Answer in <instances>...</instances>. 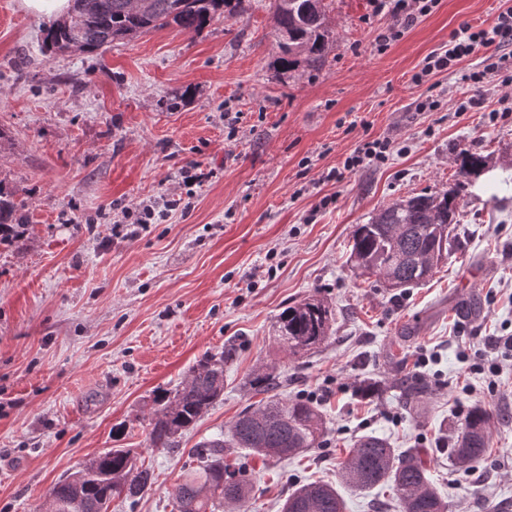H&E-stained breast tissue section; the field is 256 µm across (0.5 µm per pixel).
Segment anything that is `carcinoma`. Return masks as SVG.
<instances>
[{"instance_id":"carcinoma-1","label":"carcinoma","mask_w":512,"mask_h":512,"mask_svg":"<svg viewBox=\"0 0 512 512\" xmlns=\"http://www.w3.org/2000/svg\"><path fill=\"white\" fill-rule=\"evenodd\" d=\"M252 0H73L71 13L46 36L54 52L72 50L96 55L116 40H132L150 30L175 25L200 32L216 19L240 14ZM275 23L280 35L281 69L293 71L300 62L312 70L323 67L331 30L323 0H276ZM486 157L463 151L458 157L456 183L440 192L396 200L366 224H357L350 239V262L360 276L384 283L391 290L413 288L428 281L446 263L455 247V230L462 217L460 191L483 175ZM12 189L0 180V243L18 225ZM332 313L318 299L283 309L277 317V340L285 352L326 341ZM236 349L228 344L204 356L184 384L154 398L150 441L154 448H173L177 435L191 428L224 395V367ZM248 385L267 395L256 407L242 411L228 433L196 447L197 467L175 489L177 512H216L219 506L244 503L253 491L246 471L227 460L232 449L263 460H288L320 448L325 427L320 404L308 397L283 403L276 397L280 375L271 366L250 374ZM493 415L474 406L454 440L450 453L466 468L489 448ZM342 484L357 492L386 484L398 512H448L445 496L428 478L426 450L400 452L381 437L360 436L341 466ZM153 483V472L138 464L129 448H111L84 462L60 479L50 492L49 512H108L113 499L136 501ZM282 512H345L339 490L312 482L288 494Z\"/></svg>"}]
</instances>
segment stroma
<instances>
[{"mask_svg":"<svg viewBox=\"0 0 512 512\" xmlns=\"http://www.w3.org/2000/svg\"><path fill=\"white\" fill-rule=\"evenodd\" d=\"M324 4V66L285 72L275 0L198 34L156 29L93 57L50 52L53 18L0 0V180L20 219L18 238L0 244V512H45L63 475L110 448L134 449L154 483L109 512H176L193 448L258 402L246 377L266 365L287 381L282 398L316 397L325 443L282 462L242 458L251 498L223 512H280L295 487L338 483L340 462L370 433L428 449L448 512H512V361L491 395L464 357L480 348L496 358L489 337L512 332V191H463L456 249L424 286L396 294L348 261L355 225L448 188L461 150L486 156L492 176L512 169V82L486 76L481 104L469 106L464 77L483 70L478 54L414 80L454 30L491 22L512 0H438L384 50L376 37L391 19L370 0ZM429 95L438 109L417 111ZM383 136L394 142L386 163L327 180L361 141ZM192 162L206 177L189 190ZM186 195L191 209L133 239L113 234L123 207ZM311 296L333 313L330 335L288 355L277 317ZM227 343L237 356L223 397L177 447H152L155 395ZM412 374L430 388L418 412L398 399ZM461 402L509 416L491 422L489 457L466 471L448 451Z\"/></svg>","mask_w":512,"mask_h":512,"instance_id":"1","label":"stroma"}]
</instances>
